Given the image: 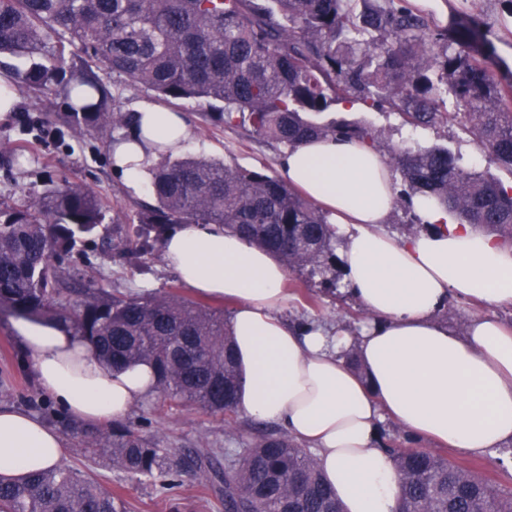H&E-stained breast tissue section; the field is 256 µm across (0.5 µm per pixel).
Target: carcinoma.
Returning <instances> with one entry per match:
<instances>
[{
	"label": "carcinoma",
	"mask_w": 512,
	"mask_h": 512,
	"mask_svg": "<svg viewBox=\"0 0 512 512\" xmlns=\"http://www.w3.org/2000/svg\"><path fill=\"white\" fill-rule=\"evenodd\" d=\"M22 60L11 89L50 109L62 96L72 134H130L135 113L116 111L99 72L163 102L195 100L204 121L294 148L325 137L375 145L372 129L319 121L346 100L399 113L412 126L454 120L512 174V82L491 68L481 23L442 28L406 0H0V57ZM462 107L448 111L447 104ZM405 189L428 196L459 223L512 247V189L462 168L444 146L390 151ZM154 203L112 223L140 224L133 258L163 244L180 224H220L314 277L336 266V231L325 213L285 182L221 160L163 153L149 170ZM107 209L97 192L47 172L33 201L0 199V305L57 318L96 354L121 367L154 365L171 401L232 418L241 385L222 312L171 291L147 297L98 288L74 301L57 261L99 234ZM83 457L105 460L139 483L174 486L208 471L217 448L178 456L131 427L80 432ZM408 434L383 443L402 479L398 512H512L506 493L463 466L415 446ZM112 491L68 466L0 479V512H126ZM224 512H342L315 458L291 436L258 431L224 457Z\"/></svg>",
	"instance_id": "obj_1"
}]
</instances>
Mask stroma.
Instances as JSON below:
<instances>
[{
    "mask_svg": "<svg viewBox=\"0 0 512 512\" xmlns=\"http://www.w3.org/2000/svg\"><path fill=\"white\" fill-rule=\"evenodd\" d=\"M477 17L494 48L495 62L500 69L512 71V0H460L450 7L447 16L435 17L437 25H447L456 17ZM30 95L16 97L12 112L0 117V198L25 202L40 193L45 166H52L55 174L95 190L108 209L133 212L135 203L150 201L148 187L139 192L129 190L121 171L112 162V140L108 137L86 136L74 138L54 116L35 111ZM174 111L183 113L190 128V137L183 151L223 159L225 163L244 169H259L270 176H278L281 148L250 139L238 128L213 126L203 121L204 104L180 101ZM325 120L357 123L372 127L380 141L381 155L401 146L432 147L445 145L460 156L462 166L512 181V176L496 164L489 153L472 137L464 134L456 123L441 127H412L403 122L398 113L357 106L346 111L335 109L325 113ZM38 124L40 134L21 137L23 123ZM19 148L31 158L24 168L9 161V150ZM143 267L131 265L122 253V247L111 232L80 244L73 253L62 258L63 267L75 275L74 285L83 290L112 288L136 296L162 294L171 290L184 297L192 292L183 286L178 275L170 269L162 250H153L143 259ZM287 288L291 300L283 311V318L295 324L306 319L328 326L341 325L350 333H357L362 323L370 322V315L353 320L359 306L349 295L332 296L322 292L319 284L306 283L304 276L292 272ZM13 316L0 311V407L21 408L40 419L51 420L53 428L64 436L67 453L64 465L82 467L84 459L79 451V440L71 431L75 423L40 388L28 357L13 338ZM124 425L139 429L143 434L158 436L163 447L182 454L196 448H234L249 439L257 423L238 417L236 426H229L220 418L199 409L184 408L170 402L164 395L137 405L123 420ZM442 456L470 467L480 477L512 492V451L497 448L479 456H461L450 449H442ZM99 482L106 488L118 483L126 485L129 512H173L169 502H176L174 512H224L221 498L205 488V477L183 476L180 486L163 493L149 484L125 482L124 476L108 462L93 464Z\"/></svg>",
    "mask_w": 512,
    "mask_h": 512,
    "instance_id": "stroma-1",
    "label": "stroma"
}]
</instances>
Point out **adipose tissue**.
Instances as JSON below:
<instances>
[{
    "label": "adipose tissue",
    "instance_id": "adipose-tissue-1",
    "mask_svg": "<svg viewBox=\"0 0 512 512\" xmlns=\"http://www.w3.org/2000/svg\"><path fill=\"white\" fill-rule=\"evenodd\" d=\"M139 116L140 140L113 146L135 190L160 151H180L189 135L182 113L145 107ZM280 173L334 219L348 291L375 317L372 327L354 336L289 324L285 266L218 225H180L163 243L165 258L188 288L235 304L238 412L312 448L344 512H397L400 476L378 446L384 421L464 454L512 442V324L475 316L458 335L437 316L453 300L512 306V250L420 197L413 206L426 230L386 233L390 168L354 139L306 141L283 157ZM13 332L45 394L86 424L119 421L158 392L150 364L112 369L63 322L21 318ZM351 352L359 368L348 363ZM65 448L62 433L38 417L0 408V478L55 467Z\"/></svg>",
    "mask_w": 512,
    "mask_h": 512
}]
</instances>
